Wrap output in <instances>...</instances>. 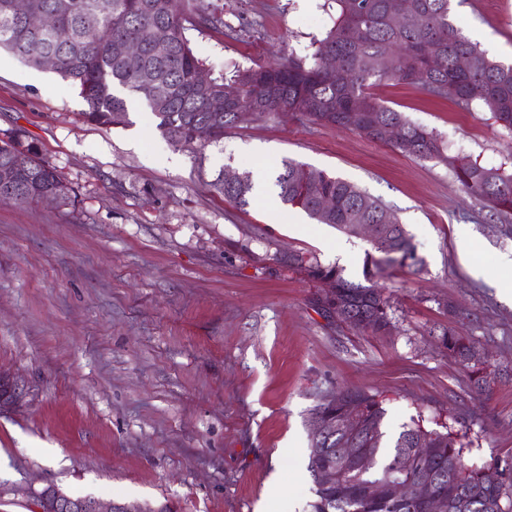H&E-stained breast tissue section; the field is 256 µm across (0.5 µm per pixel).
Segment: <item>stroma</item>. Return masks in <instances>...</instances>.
<instances>
[{"mask_svg":"<svg viewBox=\"0 0 512 512\" xmlns=\"http://www.w3.org/2000/svg\"><path fill=\"white\" fill-rule=\"evenodd\" d=\"M325 0H203L222 29L186 36L213 71L313 52ZM455 25L512 62V0H453ZM369 93L460 157L512 172V135L489 113L387 80ZM77 90L0 53V136L21 128L76 206L0 202V367L24 387L0 416V512H34L26 488L177 512H309L312 409L342 388L378 394L387 441L411 419L465 434L473 460L512 457V241L447 167L297 117L250 115L202 149L170 145L139 101L126 125L86 122ZM322 169L395 211L416 262L384 268L393 328L366 336L322 306L325 286L289 254L360 283L369 244L280 203L282 161ZM261 182L236 207L219 172ZM470 248L461 250L460 237ZM459 313L449 316L447 303ZM455 330L485 359L442 344Z\"/></svg>","mask_w":512,"mask_h":512,"instance_id":"1","label":"stroma"}]
</instances>
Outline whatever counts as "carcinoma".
<instances>
[{
    "mask_svg": "<svg viewBox=\"0 0 512 512\" xmlns=\"http://www.w3.org/2000/svg\"><path fill=\"white\" fill-rule=\"evenodd\" d=\"M53 17L52 31L34 32L11 8L12 0H0V50L25 65L37 67V59L54 52L63 59L55 69L62 80L79 91L87 104L82 116L101 127L127 123L129 97L139 100L157 120V129L174 146H205L224 138V129L237 123V113L266 109L258 116H295L323 125L357 131L384 143L382 129L391 122L407 125L409 139L395 145L402 153L448 166L454 180L470 195L487 203L492 217L512 240V173L466 161L447 153L437 135L405 120L366 92L373 81L397 79L416 84L437 99H450L459 108H479L490 113L494 124L512 134V63L489 59L478 44L454 25L452 0H403L404 12L391 16L393 0H326L332 25L316 41L315 51L303 58H280L267 65L239 68L231 76L212 73L185 35L190 27L218 29L224 18L200 6L201 0H67L69 8L58 12L60 0H34ZM166 26L171 35L169 51L158 56L149 49L153 26ZM125 43L140 47L134 70L116 47ZM333 54L342 63V74L331 84L318 79L324 57ZM436 57L430 62L429 55ZM465 58L469 65H458ZM167 88L168 104L161 109L151 90ZM235 90L233 105L212 112L210 101ZM453 93H448V89ZM26 132L15 129L0 139V167L8 165L15 179L0 184V201L37 203L47 194L62 206L75 204L74 190L37 149L25 142ZM211 186L236 206H245L253 192L252 173H242L234 185L224 174ZM279 201L305 211L319 224H331L352 237V224H376L386 205L359 187L328 172L288 160L275 178ZM330 197L335 209L324 214L318 198ZM382 235L369 241L368 260L374 271L366 283H355L339 267H325L297 255V263L313 280L336 281V306L351 312L348 325L363 334H381L392 327L391 306L385 289L374 281L375 272L415 260V248L397 214ZM443 344L455 357L469 361L473 342L453 330ZM350 400L358 417L352 439L378 455L384 447L386 409L379 397L363 389H344L324 399L312 415L343 411ZM350 439V440H352ZM350 440L341 433L328 441L312 439L311 474L336 466V487L315 483L311 512H423L415 503H395L387 488L395 482H431L444 496L446 512H512V458L492 459L478 465L469 462L461 437L444 425L428 429L412 421L399 433L387 460L362 469L342 459Z\"/></svg>",
    "mask_w": 512,
    "mask_h": 512,
    "instance_id": "cac0c4a2",
    "label": "carcinoma"
}]
</instances>
